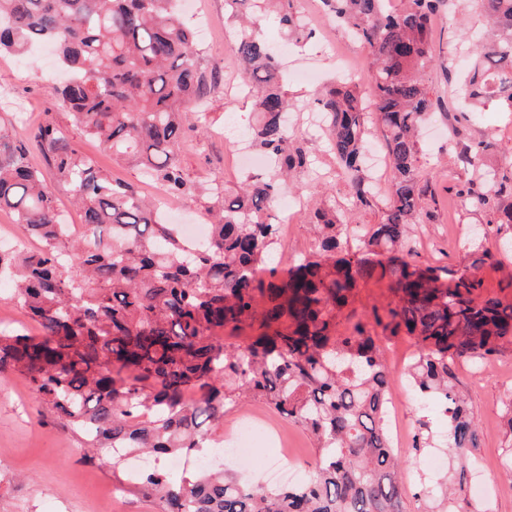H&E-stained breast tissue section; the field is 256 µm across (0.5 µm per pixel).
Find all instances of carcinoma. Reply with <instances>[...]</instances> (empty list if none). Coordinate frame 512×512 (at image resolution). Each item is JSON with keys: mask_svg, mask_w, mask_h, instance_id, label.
Returning a JSON list of instances; mask_svg holds the SVG:
<instances>
[{"mask_svg": "<svg viewBox=\"0 0 512 512\" xmlns=\"http://www.w3.org/2000/svg\"><path fill=\"white\" fill-rule=\"evenodd\" d=\"M327 14L370 52L371 101L394 171L383 221L350 235L321 211L318 248L287 269L267 266L279 225L266 212L290 174L309 165L293 142L294 105L279 85L278 57L256 33L261 4L279 7L280 24L309 37L290 0H224L240 22L230 52L256 98L255 144L271 174L247 178L234 194L214 176L203 187L210 234L188 247L161 222V205L113 179L71 147L48 116L37 141L83 218L75 238L25 143L0 129V211L14 215L37 251L0 249V280L35 323L34 335L0 331V374L18 373L37 402L64 419L95 459L146 451L188 455L214 446L211 430L224 408L263 399L315 441L318 459L304 481L264 488L240 483L224 469L179 482L155 467L141 490L162 512H403L395 456L384 426L389 391L383 350L366 324L336 325L361 280H386L395 300L374 309L385 336L405 333L418 355L406 375L420 403L448 419L445 447L464 466L479 429L453 384L449 362L483 360L512 345V303L480 294L475 269L441 277L416 261L411 224L425 190L414 171L416 132L428 114L423 74L437 62L433 20L444 0H322ZM491 34L457 87L470 111L493 98L512 108V0H465ZM51 42L65 73L52 97L89 138L141 166L168 198H189L179 150L200 124L221 71L202 70L195 32L173 0H0V52L22 55ZM331 150L353 172L352 187L368 203L358 161L366 147L365 106L347 86L316 98ZM512 190L490 173L459 195L475 207ZM248 328L246 346L221 334ZM194 400H186L187 394ZM430 421L417 420L412 450L432 447ZM446 475L419 492L424 512H477Z\"/></svg>", "mask_w": 512, "mask_h": 512, "instance_id": "1", "label": "carcinoma"}]
</instances>
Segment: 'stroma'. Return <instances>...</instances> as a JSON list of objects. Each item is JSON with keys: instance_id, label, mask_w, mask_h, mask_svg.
I'll return each mask as SVG.
<instances>
[{"instance_id": "1", "label": "stroma", "mask_w": 512, "mask_h": 512, "mask_svg": "<svg viewBox=\"0 0 512 512\" xmlns=\"http://www.w3.org/2000/svg\"><path fill=\"white\" fill-rule=\"evenodd\" d=\"M198 6L210 17L211 40L199 45L201 66L207 70L217 63L223 65L224 81L209 97L210 133L205 151L197 150L195 136H187L179 161L194 185H204L217 175L232 191L243 176L234 154L236 138L250 132L256 112L252 99L240 91L235 61L223 42L227 24L224 0H198ZM294 8L315 30V38L300 43L288 40L270 16L264 17L261 26L266 41L288 43L281 84L298 107L290 115L293 137L314 159L313 170L297 171L288 188L289 194L299 197V204L285 215L276 208L271 211L272 216L287 219L281 227L277 250L286 260L314 250L316 207L334 208L340 223L354 227L365 229L381 223L386 184L393 176L376 116L366 113L367 140L379 148L376 161L384 183L372 188L369 204H360L353 197L349 174L330 152L326 130L315 123L312 100L316 92L333 87L344 77L331 64V51L350 53L353 63L365 68L370 65V54L325 14L320 0H295ZM476 24V16L458 4L441 9L435 17L436 54L442 60H454L455 65L450 69L437 66L425 75L438 99L426 117L419 144L414 176L426 191L425 213L415 225L412 239L421 262L442 270L464 269L476 245H483L493 254L492 261L479 272L483 292L512 303V248L503 245L504 240H512V228L480 243L474 234L477 228L496 225L501 210L512 206V195L503 194L490 205L475 208L464 204L457 194L463 184L482 180L486 171L512 173V111L492 104L478 112L464 113L456 100L457 74L466 68V59L457 49L456 34L460 27ZM40 68V63L0 54V128L31 144L32 158L54 191L60 213L67 223L77 224L81 215L72 206L67 187L58 181L34 145L36 117L51 112L69 143L107 174L137 187L142 184V176L134 162L115 159L74 127L67 111L52 108L49 84L35 77ZM22 112L33 113L34 121H20L18 115ZM482 140L490 142V149L477 163L466 162L465 149ZM391 298L386 283L373 279L360 282L345 317L338 321V331H345L352 319L372 323L373 307L384 306ZM453 372L456 385L469 397L481 429L478 446L471 451L478 469L466 472L464 494L487 503L491 512H512V481L500 470L507 445L503 401L512 393V346L492 357L483 369L460 360L454 362ZM117 486L123 492L116 499L111 490ZM0 512H160V507L138 490L129 465L86 460L78 436L55 414L40 407L23 378L0 375Z\"/></svg>"}]
</instances>
